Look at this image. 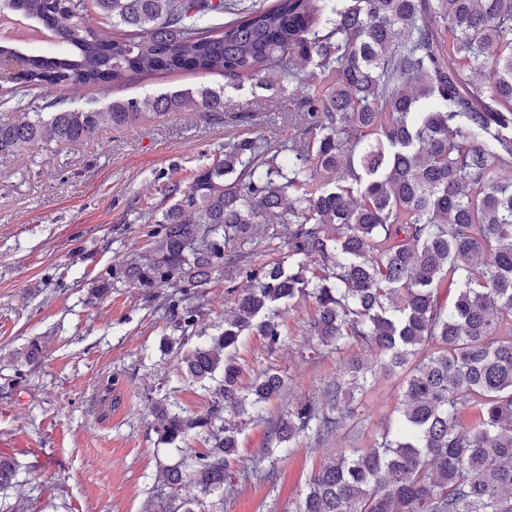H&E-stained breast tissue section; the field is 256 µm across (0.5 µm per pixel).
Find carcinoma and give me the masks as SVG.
<instances>
[{
	"mask_svg": "<svg viewBox=\"0 0 512 512\" xmlns=\"http://www.w3.org/2000/svg\"><path fill=\"white\" fill-rule=\"evenodd\" d=\"M7 2L64 51L0 45L30 77L0 116V153L81 143L149 113L224 111L208 88L101 107H72L53 88L193 71L229 86L286 79L298 100L288 124L304 139L226 141L186 188L169 187L161 214H141L149 248L92 292L127 284L153 301L170 288L164 305L183 337L215 279L235 295L222 331L176 352L211 394L207 410L153 407L159 442L211 445L164 470L170 492L152 512H192L173 506L188 484L232 490L238 419H264L287 384L274 369L242 384L234 351L247 331L281 348L279 308L301 300L319 346L374 353L402 391L371 446L325 460L292 512H512V0H276L225 23L224 0ZM262 252L271 260L254 263ZM366 371L358 359L323 397L267 420L255 472L284 443L330 440L356 415ZM16 473L0 457V492Z\"/></svg>",
	"mask_w": 512,
	"mask_h": 512,
	"instance_id": "1",
	"label": "carcinoma"
}]
</instances>
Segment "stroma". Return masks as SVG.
<instances>
[{
  "instance_id": "obj_1",
  "label": "stroma",
  "mask_w": 512,
  "mask_h": 512,
  "mask_svg": "<svg viewBox=\"0 0 512 512\" xmlns=\"http://www.w3.org/2000/svg\"><path fill=\"white\" fill-rule=\"evenodd\" d=\"M199 86L223 91V112L149 116L79 144L0 155V438L41 442L6 451L18 464L10 512H146L164 468L208 447L197 436L159 443L150 426L154 403L195 416L210 401L208 392L178 373L166 350L179 336L169 315L129 286L96 301L90 293L113 262L145 250L140 214L164 208L170 184L188 185L228 137H300V128L281 118L291 104L275 86L259 88L247 79L232 89L221 75L192 72L138 78L108 93L71 87L63 94L74 106H102L113 97ZM225 288L221 279L207 288L202 334L190 337V345L223 329L234 309ZM312 312L305 300L283 310L288 342L280 350L269 351L253 334L239 345L242 383L268 367L288 378L268 415L321 395L345 363L370 358L355 346L314 356L311 338L302 333ZM33 342L37 359L19 358V350ZM400 389L399 377L378 375L361 407L363 429L349 420L327 443L280 453L270 481L249 474L267 427L261 420L247 422L238 434L235 468L241 476L232 494L221 499L189 485L181 496L194 512H288L321 461L370 446Z\"/></svg>"
}]
</instances>
